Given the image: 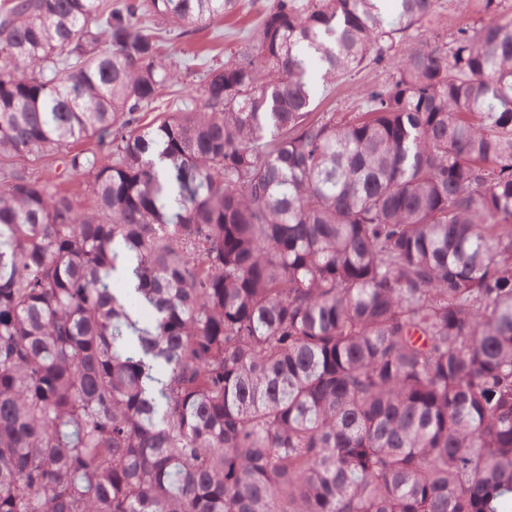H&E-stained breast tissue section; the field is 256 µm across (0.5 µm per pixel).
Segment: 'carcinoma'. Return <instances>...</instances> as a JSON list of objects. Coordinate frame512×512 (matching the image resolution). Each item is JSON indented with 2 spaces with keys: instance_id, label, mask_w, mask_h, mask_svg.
I'll list each match as a JSON object with an SVG mask.
<instances>
[{
  "instance_id": "carcinoma-1",
  "label": "carcinoma",
  "mask_w": 512,
  "mask_h": 512,
  "mask_svg": "<svg viewBox=\"0 0 512 512\" xmlns=\"http://www.w3.org/2000/svg\"><path fill=\"white\" fill-rule=\"evenodd\" d=\"M395 2L0 0V512L512 502V19ZM440 6L437 14L428 21H425L422 26L412 30L414 42L418 44H425L427 41L431 43L432 33L443 26L448 29V42L450 41L449 34L459 27L472 25L476 20V15L471 9L469 2L466 0H439ZM209 47V35H197L193 38H182L165 44V52L176 59H188L194 54ZM376 75L370 69L361 70L351 77L340 81L336 84V88L331 91L329 96L323 101L320 111L328 107H336V110L344 112V110L356 102L361 95L362 90L370 84Z\"/></svg>"
}]
</instances>
